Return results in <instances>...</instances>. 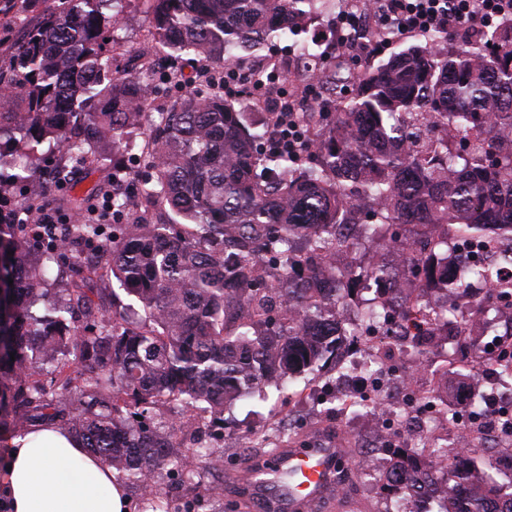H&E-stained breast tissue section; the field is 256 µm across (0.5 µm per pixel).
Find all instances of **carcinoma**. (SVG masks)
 <instances>
[{
    "mask_svg": "<svg viewBox=\"0 0 512 512\" xmlns=\"http://www.w3.org/2000/svg\"><path fill=\"white\" fill-rule=\"evenodd\" d=\"M40 22L10 43L0 69V429L23 436L50 425L81 439L103 463L146 489V508L168 512L158 484L169 467L185 482L218 468L224 449L182 450L187 421L175 404L224 423V406L267 397L336 363L354 329L407 335V292L423 293L419 336L485 331L470 316L485 298L448 278L460 236L512 241V20L480 40L450 47L437 31L366 68L327 110L291 116L299 135L281 143L280 114L251 119L245 91L199 83L174 65L182 86L144 132L153 86L117 63L108 29L121 0H45ZM154 49L221 72L289 40L329 67L308 36L341 0H148ZM462 134L448 140V131ZM138 150L139 171L122 162ZM109 175L62 208L65 224H20L12 190L75 169ZM151 218L136 216L139 207ZM350 257L332 261L336 251ZM62 259L76 270L48 278ZM470 277L512 299L498 272ZM362 289L399 284L379 307ZM397 461L379 487L403 491L407 471L432 477L412 449L385 446ZM443 480L465 483L464 511L450 495L438 512H512L477 449L464 467L448 460Z\"/></svg>",
    "mask_w": 512,
    "mask_h": 512,
    "instance_id": "carcinoma-1",
    "label": "carcinoma"
}]
</instances>
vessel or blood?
<instances>
[{
    "label": "vessel or blood",
    "mask_w": 512,
    "mask_h": 512,
    "mask_svg": "<svg viewBox=\"0 0 512 512\" xmlns=\"http://www.w3.org/2000/svg\"><path fill=\"white\" fill-rule=\"evenodd\" d=\"M344 452L335 440H316L312 448L279 449L270 465L241 470L250 485L253 512H316L336 492V465Z\"/></svg>",
    "instance_id": "1"
}]
</instances>
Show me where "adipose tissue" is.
Returning <instances> with one entry per match:
<instances>
[{"label":"adipose tissue","mask_w":512,"mask_h":512,"mask_svg":"<svg viewBox=\"0 0 512 512\" xmlns=\"http://www.w3.org/2000/svg\"><path fill=\"white\" fill-rule=\"evenodd\" d=\"M116 471L72 436L39 426L0 445V506L6 512H130Z\"/></svg>","instance_id":"ef3b65f1"}]
</instances>
